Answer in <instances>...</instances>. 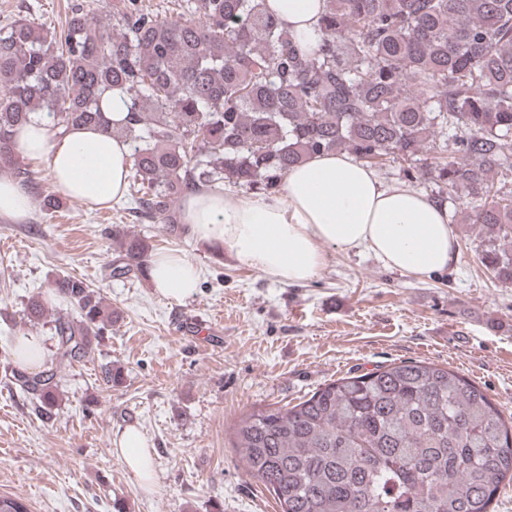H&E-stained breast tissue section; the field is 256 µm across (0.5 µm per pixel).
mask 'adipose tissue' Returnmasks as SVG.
Segmentation results:
<instances>
[{"label": "adipose tissue", "instance_id": "adipose-tissue-1", "mask_svg": "<svg viewBox=\"0 0 512 512\" xmlns=\"http://www.w3.org/2000/svg\"><path fill=\"white\" fill-rule=\"evenodd\" d=\"M281 28L299 38L319 33L325 0H270ZM21 158L46 163L58 192L97 209L122 198L130 149L95 127L51 132L37 119L16 136ZM180 218L189 238L286 284L309 280L326 262L327 250L364 249L388 267L426 278L458 259L448 205L405 183L385 182L346 153L313 156L291 169L276 193H230L199 187L182 202ZM149 278L163 297L194 296L199 266L169 250L150 260ZM115 453L138 487L154 488L151 450L141 433L124 429Z\"/></svg>", "mask_w": 512, "mask_h": 512}]
</instances>
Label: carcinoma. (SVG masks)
Instances as JSON below:
<instances>
[{
  "label": "carcinoma",
  "instance_id": "cac0c4a2",
  "mask_svg": "<svg viewBox=\"0 0 512 512\" xmlns=\"http://www.w3.org/2000/svg\"><path fill=\"white\" fill-rule=\"evenodd\" d=\"M192 20L160 21L140 0H116L112 27L70 0L65 23L0 27V167L31 193L18 131L32 118L62 135L103 127L124 139L139 188L132 213L184 233L176 202L199 185L280 190L293 167L346 152L398 176L429 179L435 199L462 193L463 224L488 239L480 262L512 285V0H327L315 43L280 29L266 0H182ZM127 119L109 124L108 90ZM113 276L149 273V246L121 243ZM54 288L77 316L54 320L50 367L15 371L51 416L57 376L85 358L112 311L83 280ZM51 303L31 297L39 321ZM232 448L281 512H493L512 482V417L465 376L425 361L340 377L296 404L258 407L233 423ZM0 512H29L0 496Z\"/></svg>",
  "mask_w": 512,
  "mask_h": 512
}]
</instances>
